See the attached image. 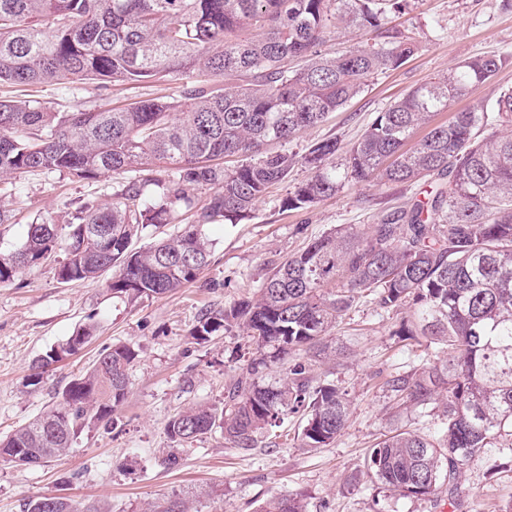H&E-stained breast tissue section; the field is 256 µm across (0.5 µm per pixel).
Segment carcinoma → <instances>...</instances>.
<instances>
[{
	"label": "carcinoma",
	"mask_w": 512,
	"mask_h": 512,
	"mask_svg": "<svg viewBox=\"0 0 512 512\" xmlns=\"http://www.w3.org/2000/svg\"><path fill=\"white\" fill-rule=\"evenodd\" d=\"M418 0H0V85L84 80L145 83L207 72L181 85L172 100L145 99L114 109L55 112L0 99V177L34 171L79 179L120 176L112 201L79 207L66 224L27 225L20 248L0 256V283L64 253L58 278L96 282L130 303L195 282L209 263L203 227L246 217L267 190L288 182L297 160L311 177L282 199L309 209L345 186L436 183L426 201L388 215L362 234L338 226L274 265L255 301L204 314L193 336L206 340L236 326L255 353L224 397L176 413L166 431L172 448L161 464L220 430L248 452L290 410H304V448L332 443L347 422L346 393L313 384L308 364L286 380L259 375L303 351L320 355L336 321L369 298L380 309L407 310L394 335L448 346V358L424 363L386 384L404 408L444 397L434 436L397 429L371 448L368 465L383 488L426 498L458 490L464 462L496 448L512 455V134L495 129L512 117V88L488 107L441 112L512 66V54L477 56L412 89L378 113L352 146L313 144L301 158L288 151L303 131L362 93L374 76L400 67L417 49L386 26ZM370 28L381 41L340 55L322 47L341 28ZM227 79L221 83V79ZM428 132L420 139L415 133ZM488 130L486 136L480 131ZM343 163L336 164V156ZM240 158L226 170L216 160ZM167 178L142 176L152 168ZM207 187L193 210L191 191ZM192 223L154 244H132L151 224ZM97 326L88 323L30 367L36 387L46 366L79 352ZM135 351L113 346L74 377L61 399L0 438V455L36 465L62 455L81 432L109 425L128 393ZM27 512H96L66 497L39 499ZM260 512H306L303 498L275 496Z\"/></svg>",
	"instance_id": "1"
}]
</instances>
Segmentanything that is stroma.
Here are the masks:
<instances>
[{"mask_svg": "<svg viewBox=\"0 0 512 512\" xmlns=\"http://www.w3.org/2000/svg\"><path fill=\"white\" fill-rule=\"evenodd\" d=\"M392 24L418 40V52L397 70L375 76L359 96L290 143L289 151L305 154L327 138L351 143L378 112L430 78L470 57L512 53V7L505 0H421L417 10ZM181 84L168 77L139 87L89 81L68 88L4 85L0 97L76 112L165 100ZM309 175L307 167L296 165L289 181L274 187L249 217L206 225L210 264L177 293L129 304L101 282H61L54 259L0 284V436L58 402L66 385L90 369L103 349L124 344L137 352L116 427L85 429L66 455L36 466L0 458V512H26L32 501L61 495L97 512H148L151 505L174 499L187 502L191 512H259L270 497L296 494L307 512H505L512 505V463L495 455L465 462L454 508L444 493L396 496L371 474L368 452L391 429L405 426L432 435L441 426L442 409L435 404L397 414L386 379L436 361L447 349L422 339L399 341L393 331L402 312L380 310L368 300L338 320L324 341V354L309 370L313 382H333L351 401L347 423L330 445L300 447L303 416L296 413L249 452L230 447L215 432L182 452L175 468L160 464V449L171 445L169 419L199 403H223L229 382L254 352L249 338L234 329L205 342L193 340L190 331L199 318L254 298L275 264L331 227L363 230L385 212L411 207L428 188L424 182L355 184L316 207L283 209L281 200ZM116 186L112 177L78 180L41 171L1 180L0 209L9 219L0 224V255L21 245L27 224L42 218L64 223L78 204L111 199ZM87 322L97 325L91 341L51 367L40 385L28 386L33 360Z\"/></svg>", "mask_w": 512, "mask_h": 512, "instance_id": "stroma-1", "label": "stroma"}]
</instances>
